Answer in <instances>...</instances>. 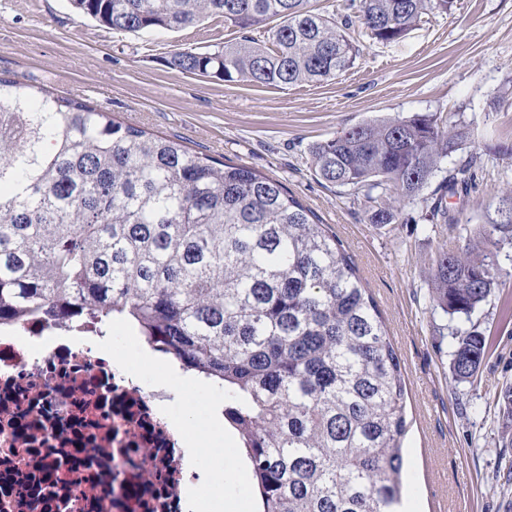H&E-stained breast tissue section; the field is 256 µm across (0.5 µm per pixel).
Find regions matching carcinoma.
Returning a JSON list of instances; mask_svg holds the SVG:
<instances>
[{
  "mask_svg": "<svg viewBox=\"0 0 512 512\" xmlns=\"http://www.w3.org/2000/svg\"><path fill=\"white\" fill-rule=\"evenodd\" d=\"M455 0H72L112 30L175 31L212 16L243 36L167 64L230 82L288 88L354 65L362 29L399 43ZM470 125L456 115L368 120L310 148L325 182L363 194L369 221L458 227L442 199L469 194L483 154L453 169ZM465 252L433 263V307L450 318L454 381L479 369L471 323L501 285L512 247V187ZM125 319L153 350L230 391L224 427L238 436L257 512H395L401 502L406 385L371 293L336 236L278 180L114 120L76 98L0 77V321Z\"/></svg>",
  "mask_w": 512,
  "mask_h": 512,
  "instance_id": "obj_1",
  "label": "carcinoma"
}]
</instances>
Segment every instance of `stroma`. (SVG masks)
Here are the masks:
<instances>
[{
    "label": "stroma",
    "instance_id": "stroma-1",
    "mask_svg": "<svg viewBox=\"0 0 512 512\" xmlns=\"http://www.w3.org/2000/svg\"><path fill=\"white\" fill-rule=\"evenodd\" d=\"M211 17L175 32H119L77 13L70 0H0V76L82 100L119 122L181 142L216 160L272 176L335 233L370 289L401 360L406 383L401 499L414 512H512V482L498 462L512 456V250L499 255L503 284L472 316L487 343L477 375L455 382L448 318L430 301L432 259L460 250L465 231L369 223L363 195L314 172L310 149L366 120L457 114L480 144L512 145V0H455L426 15L406 39L361 37V55L337 79L288 89L182 73L165 60L238 41ZM512 185V162L485 157L469 196L446 197L471 225Z\"/></svg>",
    "mask_w": 512,
    "mask_h": 512
}]
</instances>
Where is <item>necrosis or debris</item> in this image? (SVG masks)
<instances>
[{
    "instance_id": "necrosis-or-debris-1",
    "label": "necrosis or debris",
    "mask_w": 512,
    "mask_h": 512,
    "mask_svg": "<svg viewBox=\"0 0 512 512\" xmlns=\"http://www.w3.org/2000/svg\"><path fill=\"white\" fill-rule=\"evenodd\" d=\"M48 334L80 342L44 355ZM101 335L92 319L0 322V512H189L202 477L167 395L101 356Z\"/></svg>"
}]
</instances>
